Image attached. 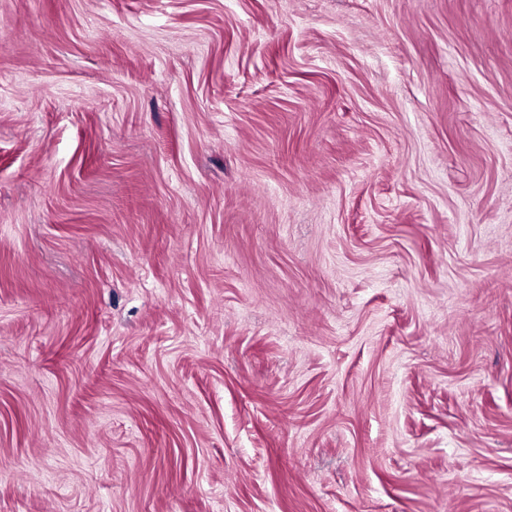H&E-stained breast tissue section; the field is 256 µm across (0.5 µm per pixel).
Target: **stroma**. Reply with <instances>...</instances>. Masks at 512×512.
<instances>
[{
	"instance_id": "stroma-1",
	"label": "stroma",
	"mask_w": 512,
	"mask_h": 512,
	"mask_svg": "<svg viewBox=\"0 0 512 512\" xmlns=\"http://www.w3.org/2000/svg\"><path fill=\"white\" fill-rule=\"evenodd\" d=\"M0 512H512V0H0Z\"/></svg>"
}]
</instances>
